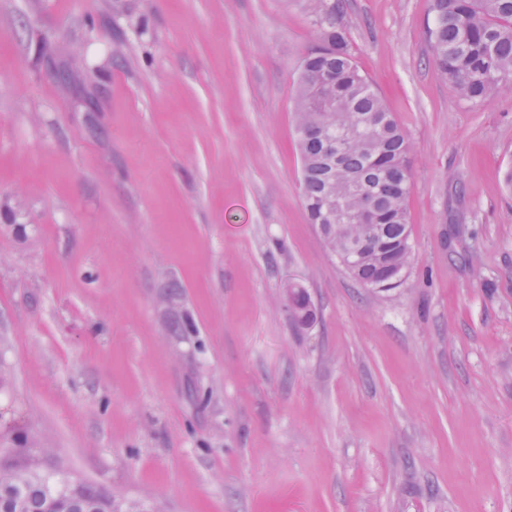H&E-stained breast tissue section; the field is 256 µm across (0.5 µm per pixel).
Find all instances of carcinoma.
Segmentation results:
<instances>
[{
  "label": "carcinoma",
  "mask_w": 512,
  "mask_h": 512,
  "mask_svg": "<svg viewBox=\"0 0 512 512\" xmlns=\"http://www.w3.org/2000/svg\"><path fill=\"white\" fill-rule=\"evenodd\" d=\"M316 2L319 42L303 59L296 92L304 206L313 224L320 223L322 199L333 192L348 209L360 211L366 199L348 191L359 183L382 216L390 248L410 236L408 135L355 63L344 32L336 26V4ZM428 7L431 60L456 95L472 105L494 95L512 97V0H429ZM360 124L367 136L333 157L331 146L340 129ZM313 127L320 133L307 134ZM365 235L364 225L347 224L322 237L338 257ZM351 276L371 286L381 276L379 259H360ZM296 305L302 322L314 320L305 291L297 293ZM14 453L21 460H0V512H126L112 496L83 481L42 473L30 449Z\"/></svg>",
  "instance_id": "cac0c4a2"
}]
</instances>
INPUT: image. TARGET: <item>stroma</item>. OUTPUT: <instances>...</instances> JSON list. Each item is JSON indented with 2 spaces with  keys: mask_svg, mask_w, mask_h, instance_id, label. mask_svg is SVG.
<instances>
[{
  "mask_svg": "<svg viewBox=\"0 0 512 512\" xmlns=\"http://www.w3.org/2000/svg\"><path fill=\"white\" fill-rule=\"evenodd\" d=\"M314 18L0 0V440L128 512H512V97L439 78L428 0H336L411 143L414 258L366 288L303 206Z\"/></svg>",
  "mask_w": 512,
  "mask_h": 512,
  "instance_id": "35a3bbf8",
  "label": "stroma"
}]
</instances>
